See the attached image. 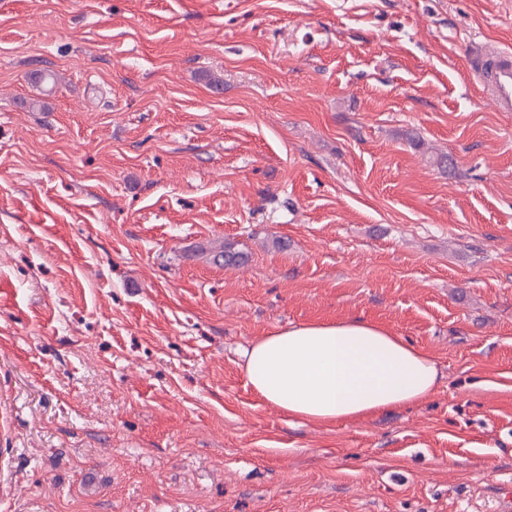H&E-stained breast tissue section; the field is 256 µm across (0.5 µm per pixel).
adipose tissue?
Returning a JSON list of instances; mask_svg holds the SVG:
<instances>
[{
	"mask_svg": "<svg viewBox=\"0 0 512 512\" xmlns=\"http://www.w3.org/2000/svg\"><path fill=\"white\" fill-rule=\"evenodd\" d=\"M241 366L255 394L288 416L355 423L434 394L435 357L364 318L291 323L250 341Z\"/></svg>",
	"mask_w": 512,
	"mask_h": 512,
	"instance_id": "obj_1",
	"label": "adipose tissue"
}]
</instances>
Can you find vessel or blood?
<instances>
[{
	"label": "vessel or blood",
	"mask_w": 512,
	"mask_h": 512,
	"mask_svg": "<svg viewBox=\"0 0 512 512\" xmlns=\"http://www.w3.org/2000/svg\"><path fill=\"white\" fill-rule=\"evenodd\" d=\"M471 67L497 107L512 112V50L487 43L477 45Z\"/></svg>",
	"instance_id": "obj_1"
}]
</instances>
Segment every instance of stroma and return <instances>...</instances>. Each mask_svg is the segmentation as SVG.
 Masks as SVG:
<instances>
[{
	"label": "stroma",
	"mask_w": 512,
	"mask_h": 512,
	"mask_svg": "<svg viewBox=\"0 0 512 512\" xmlns=\"http://www.w3.org/2000/svg\"><path fill=\"white\" fill-rule=\"evenodd\" d=\"M478 40L512 48V0H0V512H500L512 112ZM349 317L436 393L322 425L252 391L239 346ZM471 67L488 96L503 112H512V50L492 44L474 46Z\"/></svg>",
	"instance_id": "35a3bbf8"
}]
</instances>
